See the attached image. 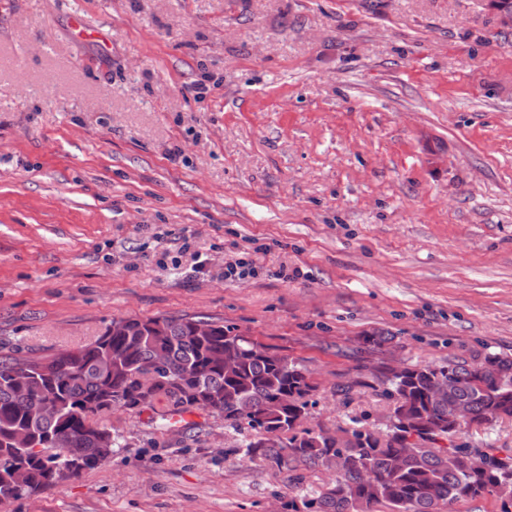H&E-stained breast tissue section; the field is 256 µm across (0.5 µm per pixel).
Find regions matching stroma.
Here are the masks:
<instances>
[{
    "label": "stroma",
    "mask_w": 512,
    "mask_h": 512,
    "mask_svg": "<svg viewBox=\"0 0 512 512\" xmlns=\"http://www.w3.org/2000/svg\"><path fill=\"white\" fill-rule=\"evenodd\" d=\"M161 315L295 360L330 432L383 428L381 362L512 356V31L483 0H0V354ZM101 421L112 460L0 512H274L329 478L216 414Z\"/></svg>",
    "instance_id": "stroma-1"
}]
</instances>
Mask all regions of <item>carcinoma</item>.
I'll list each match as a JSON object with an SVG mask.
<instances>
[{
	"mask_svg": "<svg viewBox=\"0 0 512 512\" xmlns=\"http://www.w3.org/2000/svg\"><path fill=\"white\" fill-rule=\"evenodd\" d=\"M195 316L127 317L112 321L93 342L48 358L0 355V506L40 493L112 458L115 438L100 423L114 408L141 412L164 401L177 412L204 411L224 424L248 430L246 453L297 483L306 471L336 457L337 471L315 496L288 498V512H449L460 501L512 498V455L466 441L474 426L512 419V358L488 354L481 363L445 360L383 365L384 395L392 402L382 434L303 427L316 385L298 363L272 353L219 321L198 333ZM235 348L231 372L221 356ZM448 393L430 395L438 377ZM51 410L32 415L34 402ZM464 405L469 421L449 420ZM472 452L488 469L474 472ZM27 471L22 490L12 481Z\"/></svg>",
	"mask_w": 512,
	"mask_h": 512,
	"instance_id": "carcinoma-1",
	"label": "carcinoma"
}]
</instances>
